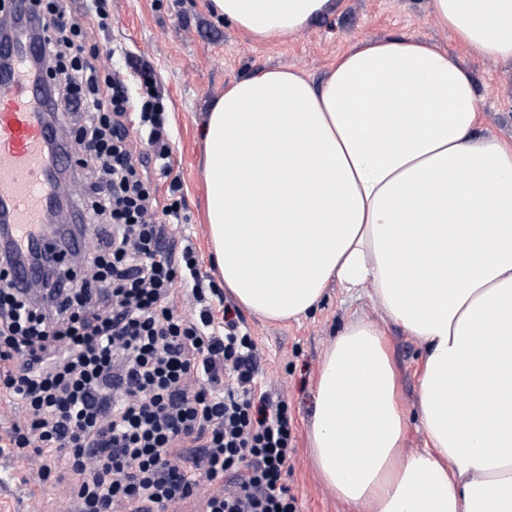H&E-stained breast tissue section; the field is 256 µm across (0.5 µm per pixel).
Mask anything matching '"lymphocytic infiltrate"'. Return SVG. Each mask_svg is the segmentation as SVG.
<instances>
[{
	"label": "lymphocytic infiltrate",
	"instance_id": "1",
	"mask_svg": "<svg viewBox=\"0 0 512 512\" xmlns=\"http://www.w3.org/2000/svg\"><path fill=\"white\" fill-rule=\"evenodd\" d=\"M106 5L89 0L79 17L70 0H39L52 110L75 121L76 205L93 246L78 273L48 274L38 301L0 287V399L23 409L0 449L42 457L38 484L66 482L78 512H298L282 392L259 382L254 336L216 321L193 244L166 248L180 184L159 199L144 168L170 172L151 70L104 75L86 55L90 28L110 26Z\"/></svg>",
	"mask_w": 512,
	"mask_h": 512
}]
</instances>
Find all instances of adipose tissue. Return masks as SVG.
<instances>
[{
  "mask_svg": "<svg viewBox=\"0 0 512 512\" xmlns=\"http://www.w3.org/2000/svg\"><path fill=\"white\" fill-rule=\"evenodd\" d=\"M329 0H212L259 41ZM474 55L512 59V0H432ZM477 94L446 50L409 36L340 55L324 83L266 69L203 129L206 220L225 287L293 320L327 286L371 287L425 348L407 412L383 330L348 322L323 358L308 429L316 470L354 512H512V146L476 137Z\"/></svg>",
  "mask_w": 512,
  "mask_h": 512,
  "instance_id": "1",
  "label": "adipose tissue"
}]
</instances>
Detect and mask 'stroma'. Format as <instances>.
<instances>
[{
    "label": "stroma",
    "instance_id": "1",
    "mask_svg": "<svg viewBox=\"0 0 512 512\" xmlns=\"http://www.w3.org/2000/svg\"><path fill=\"white\" fill-rule=\"evenodd\" d=\"M114 18L106 31H95L88 45L93 64H101L102 45L119 54L150 62L173 132L172 174L148 175L166 197L171 178H178L183 201L181 236L189 238L210 277L212 261L206 194L202 177V129L216 99L241 78L266 68L293 70L313 82L324 80L337 57L362 44L408 35L439 45L471 73L477 89V132L512 144V60H490L469 53L436 20L431 0H333L330 10L302 31L275 42L248 37L215 16L209 0H108ZM224 305L255 336L262 351L259 375L280 378L295 435V454L286 482L300 512H352L336 499L314 471L307 448L306 425L315 409V376L324 353L345 323L362 318L386 333L399 371L406 409H414L420 342L386 324L370 293L351 298L329 284L316 308L297 321L270 322L240 307L232 295ZM40 459L0 454V512H75L66 485L23 482L36 475Z\"/></svg>",
    "mask_w": 512,
    "mask_h": 512
}]
</instances>
